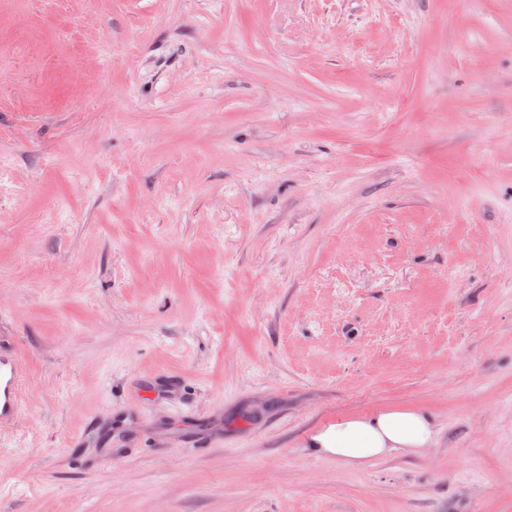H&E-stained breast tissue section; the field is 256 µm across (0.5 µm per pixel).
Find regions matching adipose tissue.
I'll use <instances>...</instances> for the list:
<instances>
[{"mask_svg": "<svg viewBox=\"0 0 512 512\" xmlns=\"http://www.w3.org/2000/svg\"><path fill=\"white\" fill-rule=\"evenodd\" d=\"M437 435V424L428 413L390 408L339 418L315 430L308 446L316 455L360 466L372 459L432 447Z\"/></svg>", "mask_w": 512, "mask_h": 512, "instance_id": "obj_1", "label": "adipose tissue"}]
</instances>
